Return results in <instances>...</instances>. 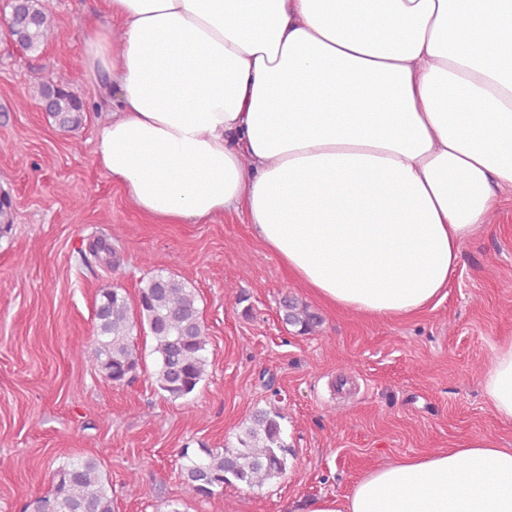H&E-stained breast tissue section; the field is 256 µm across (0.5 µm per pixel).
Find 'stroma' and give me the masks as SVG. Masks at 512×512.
<instances>
[{"instance_id":"stroma-1","label":"stroma","mask_w":512,"mask_h":512,"mask_svg":"<svg viewBox=\"0 0 512 512\" xmlns=\"http://www.w3.org/2000/svg\"><path fill=\"white\" fill-rule=\"evenodd\" d=\"M54 30L39 51L16 48L0 28V512L47 495L50 473L98 458L114 512H289L291 504L345 496L371 469L484 436L512 448L481 388L494 348L512 342V202L463 244L445 296L417 313L370 318L332 309L254 237L242 214L162 224L141 214L94 163V132L109 117L83 65L80 32L103 20L102 0H42ZM73 90L82 124L62 130L41 108L38 82ZM94 231L120 262L82 264ZM162 272L197 294L207 375L171 400L152 381V339L139 333L136 377L115 385L77 354L96 334L99 294L136 299ZM317 312L310 333L279 320L283 296ZM279 408L291 456L263 487L186 493L180 451L236 445L259 408Z\"/></svg>"}]
</instances>
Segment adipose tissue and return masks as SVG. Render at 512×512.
<instances>
[{"instance_id":"obj_1","label":"adipose tissue","mask_w":512,"mask_h":512,"mask_svg":"<svg viewBox=\"0 0 512 512\" xmlns=\"http://www.w3.org/2000/svg\"><path fill=\"white\" fill-rule=\"evenodd\" d=\"M105 2L96 165L162 222L245 212L330 306H429L512 192V0ZM482 386L511 422V342ZM291 512H512V448L470 437Z\"/></svg>"}]
</instances>
